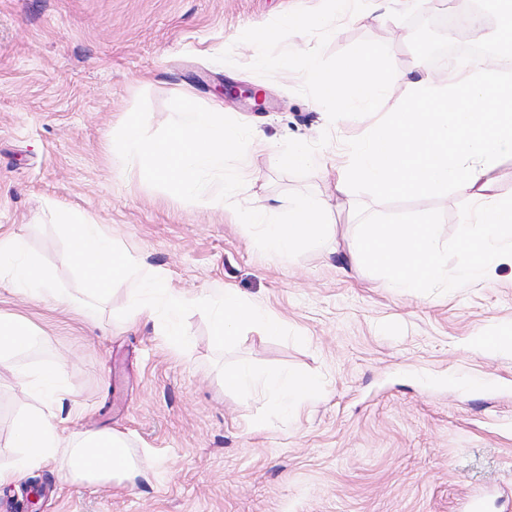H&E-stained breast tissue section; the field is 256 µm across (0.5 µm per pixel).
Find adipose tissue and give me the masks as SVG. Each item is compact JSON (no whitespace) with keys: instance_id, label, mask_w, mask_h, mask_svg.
Wrapping results in <instances>:
<instances>
[{"instance_id":"adipose-tissue-1","label":"adipose tissue","mask_w":512,"mask_h":512,"mask_svg":"<svg viewBox=\"0 0 512 512\" xmlns=\"http://www.w3.org/2000/svg\"><path fill=\"white\" fill-rule=\"evenodd\" d=\"M331 13L287 17L276 28L279 40L299 44L312 30L337 35V17L352 14V0H331ZM512 56V40L501 38L494 56L481 67L411 76L380 60L367 48L326 72L312 52L303 54L306 81L317 91L315 104L332 112H365L386 87L402 83L404 102L382 120L368 125L344 157L326 158L293 145L278 150L282 166H315L332 171L331 193L347 198L361 183L386 195L425 196L449 187L467 196L471 209L463 216L459 237L461 259L448 267V251L428 223L367 224L341 257L342 263L366 262L386 270L388 287L403 294L447 284L481 282L504 259H512V199L494 194V171L512 156V83L502 80L497 61ZM38 330L29 320L0 312V365L11 366L16 354L31 349ZM30 394L45 408L20 415L14 445L21 453L10 466H0V487L19 483L31 470L64 458L66 476L74 482L115 480L133 484L147 479L149 469L127 452L122 436L108 430H64L59 418L65 403L76 400L66 381V367L55 362L18 371ZM314 376H263L242 364L225 372L226 391L248 397H272L282 412L294 411L314 393Z\"/></svg>"}]
</instances>
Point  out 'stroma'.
Returning a JSON list of instances; mask_svg holds the SVG:
<instances>
[{
  "label": "stroma",
  "mask_w": 512,
  "mask_h": 512,
  "mask_svg": "<svg viewBox=\"0 0 512 512\" xmlns=\"http://www.w3.org/2000/svg\"><path fill=\"white\" fill-rule=\"evenodd\" d=\"M326 7L327 0H0V233L24 235L77 297L52 211L87 213L138 260L165 270L170 288L234 289L305 339L279 341L252 327L221 354L194 311L181 350L157 322L118 319L125 286L95 325L0 287V311L25 315L41 333L16 366L64 359L85 406L77 427L123 434L151 467L148 479L123 486L65 482L53 462L0 488V512H27L34 484L40 512H469L474 499L480 512H512V354L472 344L512 325V264L480 283L401 295L379 267L339 260L366 219L428 220L456 265L466 197L450 189L381 195L358 184L352 207L335 213L333 240L278 259L231 213L124 175L112 153V130L139 96L148 98L155 132L185 88L276 149L339 152L362 122L318 109L300 56L271 36L284 17ZM417 16L397 9L383 24L349 21L336 37L309 35L307 46L328 71L371 48L397 68L431 73L437 63L409 36ZM256 33L268 36L260 66L250 62ZM227 86L262 91L263 109L224 97ZM275 151L251 156L256 178L238 204L258 198L284 207L294 191L328 197L324 171L281 167ZM241 363L312 374L319 387L287 417L264 398L225 392V370ZM38 405L0 368V465L18 455L17 416ZM256 417L265 429L251 428Z\"/></svg>",
  "instance_id": "1"
}]
</instances>
